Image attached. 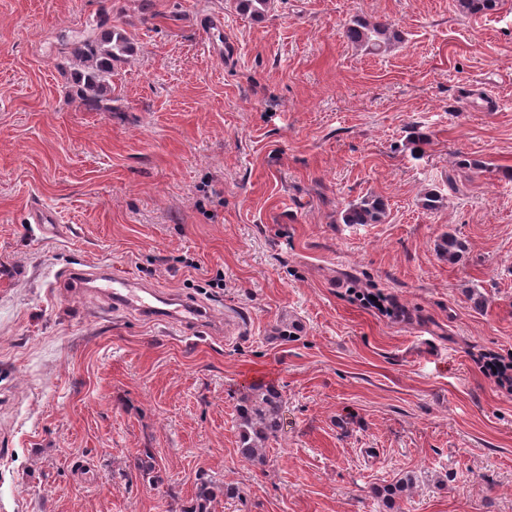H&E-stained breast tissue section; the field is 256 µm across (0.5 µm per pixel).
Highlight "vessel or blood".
Instances as JSON below:
<instances>
[{"instance_id": "b4317fda", "label": "vessel or blood", "mask_w": 512, "mask_h": 512, "mask_svg": "<svg viewBox=\"0 0 512 512\" xmlns=\"http://www.w3.org/2000/svg\"><path fill=\"white\" fill-rule=\"evenodd\" d=\"M97 292L106 300L122 305L128 310L145 317L176 319L186 324L198 322L199 316L194 307L181 304L175 308H159L156 305L159 293L147 286L118 278L107 269H99L92 277Z\"/></svg>"}]
</instances>
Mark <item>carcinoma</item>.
<instances>
[{"label": "carcinoma", "instance_id": "carcinoma-1", "mask_svg": "<svg viewBox=\"0 0 512 512\" xmlns=\"http://www.w3.org/2000/svg\"><path fill=\"white\" fill-rule=\"evenodd\" d=\"M271 0H236L239 12L256 19L265 16ZM497 0H458L464 13L475 15L491 11ZM347 39L370 54H384L399 42L400 34L391 25L356 19L346 29ZM70 47L75 65L76 93L96 104L105 111L112 110V92L115 91L114 77L118 63L136 53V43L126 29L112 24L108 15H101L89 32L78 33L72 39L62 38ZM386 213V204L379 196H371L348 205L341 212L344 224H377ZM280 393L272 388L252 387L239 408V453L252 462H264L270 441L280 431ZM416 476L407 474L394 486L376 491L385 512H398L395 496L414 488ZM196 504L192 512H212L216 500L215 484L202 481L196 487Z\"/></svg>", "mask_w": 512, "mask_h": 512}]
</instances>
